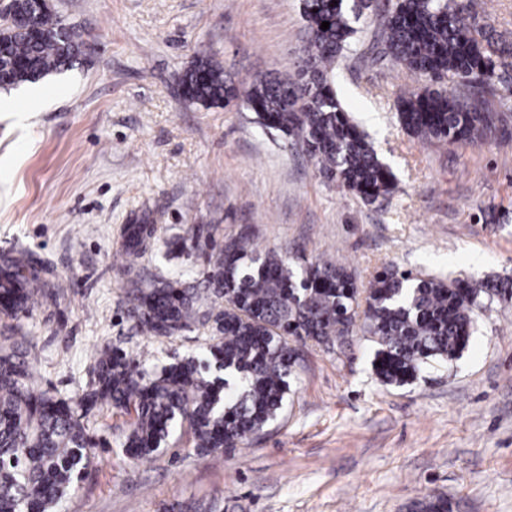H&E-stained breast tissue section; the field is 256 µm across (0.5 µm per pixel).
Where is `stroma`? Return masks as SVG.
Wrapping results in <instances>:
<instances>
[{
    "label": "stroma",
    "instance_id": "stroma-1",
    "mask_svg": "<svg viewBox=\"0 0 512 512\" xmlns=\"http://www.w3.org/2000/svg\"><path fill=\"white\" fill-rule=\"evenodd\" d=\"M85 48L72 67L0 93V253L25 248L64 288L22 325L42 388L74 395L107 341L131 356L172 360L196 350L195 328L159 342L127 315L121 230L149 212V272L195 283L208 254L179 253L190 227L216 243L249 232L257 249L296 263L330 257L359 287L393 265L419 278L512 277L509 134L478 146L424 142L398 123L396 99L425 81L405 68L348 56L336 89L349 117L397 177L382 204L324 179L238 105L206 110L177 79L195 56L235 84L298 79L306 45L302 0H51ZM288 402L262 433L223 455L197 454L188 434L134 464L120 447L65 512H408L445 495L453 512H512V302L482 309L467 349L410 385L380 382L373 345H300Z\"/></svg>",
    "mask_w": 512,
    "mask_h": 512
}]
</instances>
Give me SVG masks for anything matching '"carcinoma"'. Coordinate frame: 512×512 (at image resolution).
Instances as JSON below:
<instances>
[{"mask_svg":"<svg viewBox=\"0 0 512 512\" xmlns=\"http://www.w3.org/2000/svg\"><path fill=\"white\" fill-rule=\"evenodd\" d=\"M475 0H303L308 43L303 78L265 76L242 89L210 56H197L179 80L183 99L205 109L241 101L264 129L274 130L313 159L329 182L365 205L391 194L396 176L368 135L352 122L332 82L336 62L355 40L354 23L374 15L384 58L429 81L398 96L401 125L414 136L470 145L505 132L487 96L502 85L512 109V40L479 22ZM23 20L0 25V90L35 84L72 67L83 41L51 10L16 0ZM329 28L321 29V23ZM156 225L144 212L122 228L131 292L129 317L141 332L170 339L194 324L211 331L201 353L147 365L105 343L74 396L38 387L32 342L8 325L0 343V512H62L96 459L94 432L120 433L124 456L150 460L169 449L174 430L188 426L199 453L232 450L282 411L296 344L343 342L356 325L375 344L374 372L405 386L427 368L467 348L484 299L512 298V281L476 286L461 279L416 278L387 267L359 288L354 273L331 259L298 267L276 250L259 251L246 234L214 249L192 227L180 250H215L200 271L204 287L184 288L149 276L141 260L153 253ZM30 252L0 255V316L17 320L50 300L60 284ZM121 423L112 425V418ZM411 512H451L448 500L424 498Z\"/></svg>","mask_w":512,"mask_h":512,"instance_id":"1","label":"carcinoma"}]
</instances>
